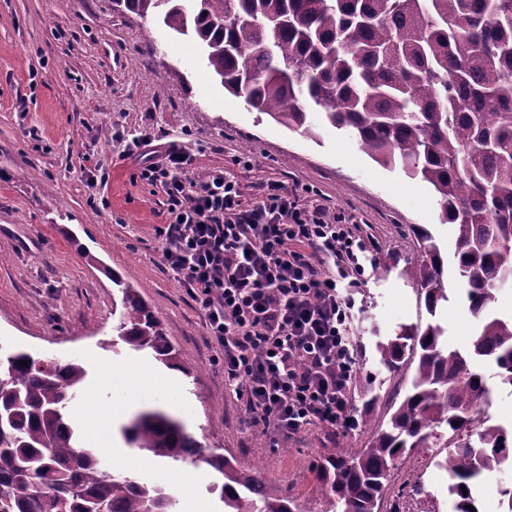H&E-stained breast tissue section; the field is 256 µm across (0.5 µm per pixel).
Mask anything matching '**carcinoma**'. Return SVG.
I'll return each mask as SVG.
<instances>
[{
    "instance_id": "cac0c4a2",
    "label": "carcinoma",
    "mask_w": 512,
    "mask_h": 512,
    "mask_svg": "<svg viewBox=\"0 0 512 512\" xmlns=\"http://www.w3.org/2000/svg\"><path fill=\"white\" fill-rule=\"evenodd\" d=\"M190 37L224 89L309 139L324 127L356 139L373 161L427 186L443 246L412 225L404 279L424 297L425 322L377 344L408 389L363 448H339L318 468L336 512H382L395 470L418 448H437L453 512H480L484 476L512 461V428L482 405L512 387V315L497 310L512 273V0H112ZM465 290L475 332L451 347L437 309L446 283ZM120 306L106 346L148 351L185 369L139 291L112 275ZM87 377L79 362L39 358L0 341V512H175L166 487L108 471L86 449L68 408ZM122 434L127 445L219 476L207 492L224 512H300L299 504L242 470L183 424L154 410ZM403 496H427L423 474Z\"/></svg>"
}]
</instances>
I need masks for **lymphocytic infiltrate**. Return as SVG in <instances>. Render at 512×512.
Returning <instances> with one entry per match:
<instances>
[{
  "instance_id": "obj_1",
  "label": "lymphocytic infiltrate",
  "mask_w": 512,
  "mask_h": 512,
  "mask_svg": "<svg viewBox=\"0 0 512 512\" xmlns=\"http://www.w3.org/2000/svg\"><path fill=\"white\" fill-rule=\"evenodd\" d=\"M122 155L166 196L162 261L201 312L246 421L288 439L352 431L354 302L341 289L362 285L357 222L274 180L249 200L226 171L188 179L194 154L149 132Z\"/></svg>"
}]
</instances>
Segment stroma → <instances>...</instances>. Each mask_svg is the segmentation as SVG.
<instances>
[{
    "mask_svg": "<svg viewBox=\"0 0 512 512\" xmlns=\"http://www.w3.org/2000/svg\"><path fill=\"white\" fill-rule=\"evenodd\" d=\"M118 131L166 134L186 146L196 156L189 178L221 169L249 198L277 180L301 200L357 220L365 245L363 284L351 291L358 428L332 440L314 426L286 441L243 420L200 311L164 268L165 195L140 180L137 162L121 159ZM86 152L108 175L94 198L82 170ZM240 157L252 168L238 166ZM437 215L424 185L375 163L355 139L325 130L310 140L248 107L203 67L191 39L167 36L153 20L114 11L112 0H0V339L89 366L84 389L97 394L98 418L76 419L82 439L99 429L123 447L121 428L135 415L113 413L112 389L93 369L99 360L133 357L104 347L116 274L138 288L187 363L181 371L140 355L184 388L186 429L239 466L258 468L303 512H328L318 466L341 444L364 447L371 425L386 420L405 390L403 374L382 364L377 345L419 317L418 293L401 269L413 254L410 225H429L449 240ZM90 254L97 264L87 262ZM438 319L450 344L469 341L474 319L457 287H449ZM404 465L423 473L434 508L448 512L447 478L430 453Z\"/></svg>",
    "mask_w": 512,
    "mask_h": 512,
    "instance_id": "1",
    "label": "stroma"
}]
</instances>
